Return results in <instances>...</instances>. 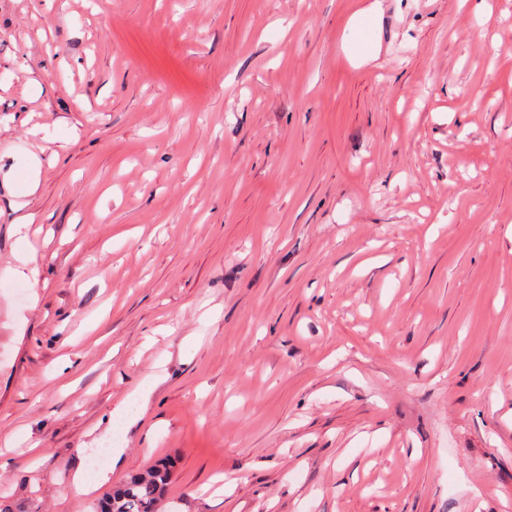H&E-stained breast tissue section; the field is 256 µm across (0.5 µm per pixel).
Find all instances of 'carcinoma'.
Segmentation results:
<instances>
[{"instance_id":"obj_1","label":"carcinoma","mask_w":512,"mask_h":512,"mask_svg":"<svg viewBox=\"0 0 512 512\" xmlns=\"http://www.w3.org/2000/svg\"><path fill=\"white\" fill-rule=\"evenodd\" d=\"M172 468L173 461L168 458L154 461L95 500L92 512H163Z\"/></svg>"}]
</instances>
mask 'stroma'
Wrapping results in <instances>:
<instances>
[{"instance_id":"obj_1","label":"stroma","mask_w":512,"mask_h":512,"mask_svg":"<svg viewBox=\"0 0 512 512\" xmlns=\"http://www.w3.org/2000/svg\"><path fill=\"white\" fill-rule=\"evenodd\" d=\"M366 2L0 0L15 512H512V0ZM173 464L160 458L146 470L132 473L95 500L91 512H163Z\"/></svg>"}]
</instances>
